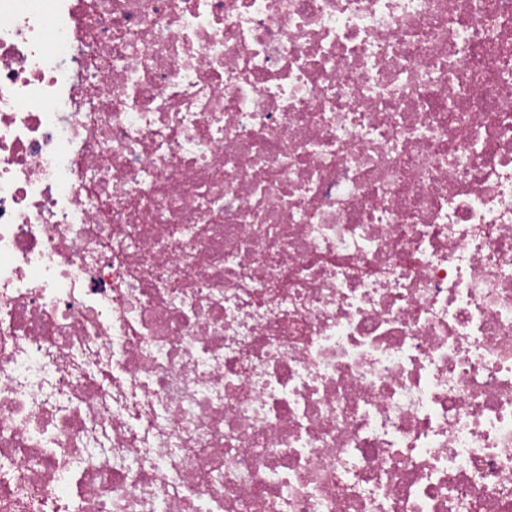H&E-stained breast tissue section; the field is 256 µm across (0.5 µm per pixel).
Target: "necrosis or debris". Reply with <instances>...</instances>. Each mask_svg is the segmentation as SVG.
<instances>
[{"label":"necrosis or debris","instance_id":"4bbe7bcc","mask_svg":"<svg viewBox=\"0 0 512 512\" xmlns=\"http://www.w3.org/2000/svg\"><path fill=\"white\" fill-rule=\"evenodd\" d=\"M0 512H512V0H0Z\"/></svg>","mask_w":512,"mask_h":512}]
</instances>
